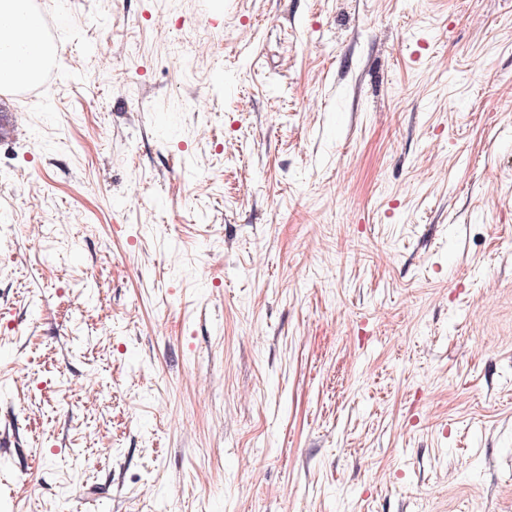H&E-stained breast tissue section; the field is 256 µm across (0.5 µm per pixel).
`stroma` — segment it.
<instances>
[{
	"label": "stroma",
	"instance_id": "35a3bbf8",
	"mask_svg": "<svg viewBox=\"0 0 512 512\" xmlns=\"http://www.w3.org/2000/svg\"><path fill=\"white\" fill-rule=\"evenodd\" d=\"M47 14L0 512H512V0Z\"/></svg>",
	"mask_w": 512,
	"mask_h": 512
}]
</instances>
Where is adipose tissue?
Listing matches in <instances>:
<instances>
[{
  "label": "adipose tissue",
  "mask_w": 512,
  "mask_h": 512,
  "mask_svg": "<svg viewBox=\"0 0 512 512\" xmlns=\"http://www.w3.org/2000/svg\"><path fill=\"white\" fill-rule=\"evenodd\" d=\"M18 3L0 0V88L21 84L25 73L38 80L43 70L47 46L41 23Z\"/></svg>",
  "instance_id": "obj_1"
}]
</instances>
